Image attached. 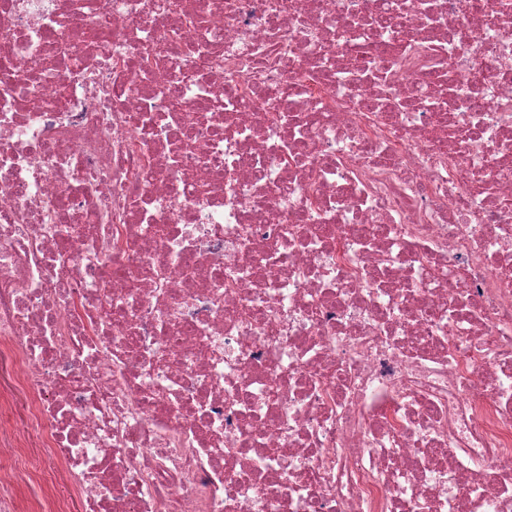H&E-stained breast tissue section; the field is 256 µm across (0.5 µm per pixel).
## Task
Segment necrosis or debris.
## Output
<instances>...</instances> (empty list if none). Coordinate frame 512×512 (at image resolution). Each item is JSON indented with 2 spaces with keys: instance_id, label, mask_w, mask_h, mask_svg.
Listing matches in <instances>:
<instances>
[{
  "instance_id": "4bbe7bcc",
  "label": "necrosis or debris",
  "mask_w": 512,
  "mask_h": 512,
  "mask_svg": "<svg viewBox=\"0 0 512 512\" xmlns=\"http://www.w3.org/2000/svg\"><path fill=\"white\" fill-rule=\"evenodd\" d=\"M159 3L0 0V457L84 512H512V0ZM18 376V363L5 353L3 360L0 359V390H12L5 419L13 430H26L31 423L29 400L26 392L17 385ZM36 457L31 454L27 463L17 465L18 468L25 466L30 469V476H26L24 482L16 484L18 512H50L48 510L52 506L47 497L52 494L66 499L69 512H81L80 500L77 493L72 490L64 470L61 468H58L56 472L46 470L35 461ZM52 485L54 489L50 492L47 487H52Z\"/></svg>"
}]
</instances>
